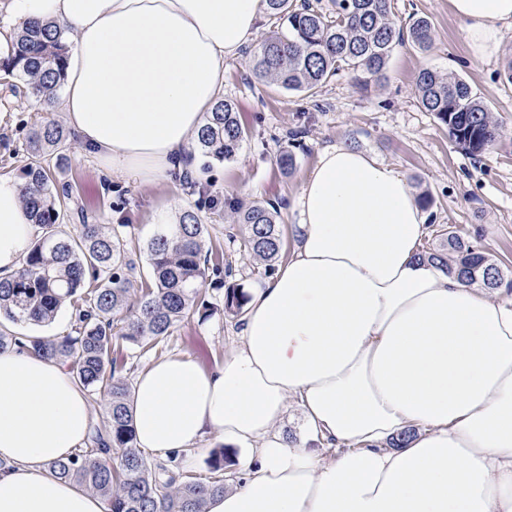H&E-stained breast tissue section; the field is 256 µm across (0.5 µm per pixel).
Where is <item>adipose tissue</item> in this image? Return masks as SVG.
<instances>
[{"label": "adipose tissue", "mask_w": 512, "mask_h": 512, "mask_svg": "<svg viewBox=\"0 0 512 512\" xmlns=\"http://www.w3.org/2000/svg\"><path fill=\"white\" fill-rule=\"evenodd\" d=\"M471 51L493 56L512 0H450ZM262 0H9L22 23L73 34L62 108L106 172L156 184L184 172L254 37ZM293 248L249 291L224 363L174 355L136 377L139 449L167 457L219 435L238 475L206 512H512V297L424 260L427 216L407 179L327 146L294 202ZM36 233L21 183L0 176V276ZM297 406L304 430L279 426ZM91 407L63 367L0 352V512H104L51 476ZM403 448L391 442L403 432Z\"/></svg>", "instance_id": "ef3b65f1"}]
</instances>
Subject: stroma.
I'll list each match as a JSON object with an SVG mask.
<instances>
[{
	"label": "stroma",
	"instance_id": "stroma-1",
	"mask_svg": "<svg viewBox=\"0 0 512 512\" xmlns=\"http://www.w3.org/2000/svg\"><path fill=\"white\" fill-rule=\"evenodd\" d=\"M393 13L402 22L428 18L433 48L424 53L409 42L399 45L378 80L367 82L361 74L345 71L310 96L257 79L250 65L253 46L226 60L224 97L236 104L248 137L231 161L198 157L196 181L203 193L193 192L181 176L141 185L107 175L76 140L59 161L55 177L71 183L73 199L88 223L130 225L129 247L143 267L159 220L194 209L208 224L213 246L222 248L225 260L232 263L236 282L257 288L266 280L264 266L239 252L236 239L244 227L232 222L225 199L277 203V222L285 235H292L297 216L290 203L318 151L343 145L400 171L416 195L431 199L424 246L437 244L441 227L450 225L461 229L464 239L480 243L502 268L512 270V83L504 79L512 63V30L505 32L494 56L477 58L469 52L465 26L450 0H393ZM424 68L469 83L501 126V137L492 149L478 158L465 154L449 139L447 129L422 109L414 84ZM41 120L62 123L66 115L58 107L46 108L13 95L0 84V176L20 177L31 162L28 132ZM295 130L305 136L294 146L288 134ZM287 149L296 163L285 172L277 160ZM201 292L214 307L212 316L184 318L173 328L162 355H185L211 371L223 364L238 322L224 314L223 290L207 282ZM114 354L135 373L162 356L141 353L129 344L120 345Z\"/></svg>",
	"mask_w": 512,
	"mask_h": 512
}]
</instances>
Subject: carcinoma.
<instances>
[{"label": "carcinoma", "mask_w": 512, "mask_h": 512, "mask_svg": "<svg viewBox=\"0 0 512 512\" xmlns=\"http://www.w3.org/2000/svg\"><path fill=\"white\" fill-rule=\"evenodd\" d=\"M267 12L281 22L255 49L254 74L278 87L314 95L342 69L372 79L382 75L394 48L410 40L422 50L432 46L425 18L400 24L391 0H334L326 14L310 0L296 7L289 0H265ZM65 31L50 23H28L16 32L11 54L0 60V78L13 93L23 92L39 105L48 104L65 80ZM415 94L421 107L448 129L458 149L485 153L499 135L488 107L460 78L436 72L418 73ZM246 139L236 104L220 99L194 141L195 150L218 161L237 156ZM71 132L54 122L34 124L28 147L34 160L23 169L22 201L41 233L22 267L0 277V351L25 343L41 359L65 367L74 382L105 401L103 430L91 437L93 447L65 460L45 464L57 478L73 481L108 502V512H204L207 497L224 493V484L203 482L169 463L155 467L137 448L128 406L130 386L125 364L112 356L121 343L144 354L157 351L171 330L190 313L208 316L209 302L199 288L207 280L225 287L224 312L242 313L247 295L234 277L231 263L213 249L207 225L192 210L178 222L165 224L147 244L148 275L140 295L131 298L136 261L127 250L129 224H82L75 236L61 228L71 213V190L58 186L46 157L59 159L70 145ZM246 233L243 254L274 271L284 237L276 221L277 207L224 201ZM444 243L424 247L420 256L437 262L468 283L512 288V277L482 250L449 228ZM73 306L71 331L65 336H16L3 322L49 323L65 305Z\"/></svg>", "instance_id": "obj_1"}]
</instances>
